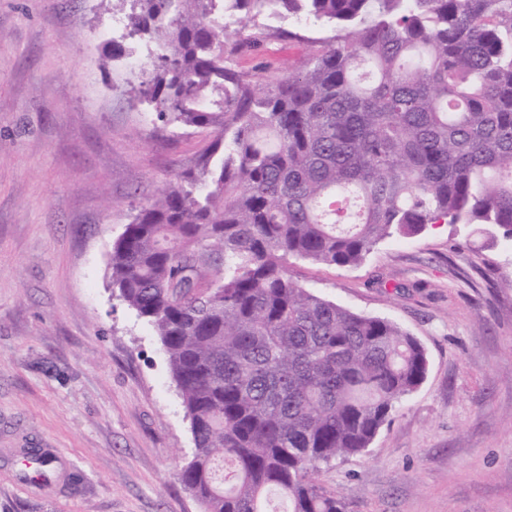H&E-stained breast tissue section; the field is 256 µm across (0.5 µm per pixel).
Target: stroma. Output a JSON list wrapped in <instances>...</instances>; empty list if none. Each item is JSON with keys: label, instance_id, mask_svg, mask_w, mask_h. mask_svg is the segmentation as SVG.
<instances>
[{"label": "stroma", "instance_id": "35a3bbf8", "mask_svg": "<svg viewBox=\"0 0 512 512\" xmlns=\"http://www.w3.org/2000/svg\"><path fill=\"white\" fill-rule=\"evenodd\" d=\"M261 54L305 44L276 19ZM98 0H0V512H203L194 441L154 329L110 287L133 215L195 168L209 132L155 128L128 57L101 69ZM305 288L396 323L428 370L364 454L317 483L348 512H512V240L463 224L381 242L354 267L295 260ZM58 460L22 479L28 451Z\"/></svg>", "mask_w": 512, "mask_h": 512}]
</instances>
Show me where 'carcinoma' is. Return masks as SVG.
Masks as SVG:
<instances>
[{"instance_id":"cac0c4a2","label":"carcinoma","mask_w":512,"mask_h":512,"mask_svg":"<svg viewBox=\"0 0 512 512\" xmlns=\"http://www.w3.org/2000/svg\"><path fill=\"white\" fill-rule=\"evenodd\" d=\"M162 131L213 135L113 244L190 419L204 512H345L313 474L369 448L423 382L421 344L294 281L431 224L512 239V0H121ZM325 31L288 73L242 71L261 18ZM229 464L225 474L217 465Z\"/></svg>"}]
</instances>
